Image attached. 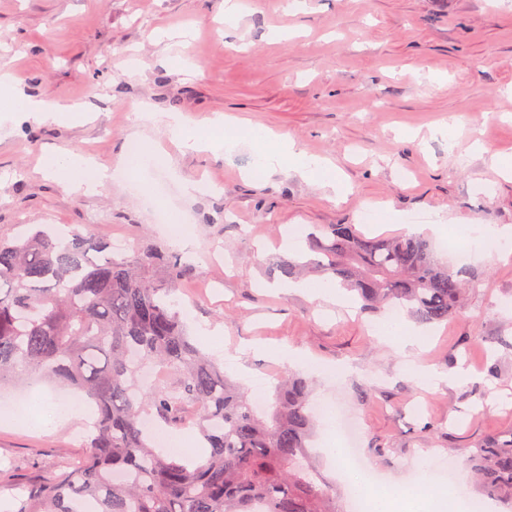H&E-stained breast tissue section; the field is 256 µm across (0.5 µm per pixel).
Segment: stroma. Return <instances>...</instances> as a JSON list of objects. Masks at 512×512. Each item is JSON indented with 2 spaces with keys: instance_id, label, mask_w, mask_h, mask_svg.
<instances>
[{
  "instance_id": "1",
  "label": "stroma",
  "mask_w": 512,
  "mask_h": 512,
  "mask_svg": "<svg viewBox=\"0 0 512 512\" xmlns=\"http://www.w3.org/2000/svg\"><path fill=\"white\" fill-rule=\"evenodd\" d=\"M223 0H0V67L47 102L81 105L86 117L59 124L16 116L0 134V236L24 224L87 225L161 254L158 271L186 258L176 297L189 328L215 337L198 346L247 390L273 392L305 371V359L347 376L313 378L312 405L355 420L369 469L380 481L420 478V459L467 472L473 443L512 431V261L500 252L464 256L432 236L438 257L481 279L448 321L419 325L422 361L440 373L464 364L473 377L427 386L375 333L350 293L330 303L281 288L282 245L291 230L353 224L372 236L412 234L410 216L448 228L512 226V178L493 161L512 155V0H244L235 24ZM144 66L131 68V57ZM178 112L185 133L223 115L260 123L330 160L345 186L335 194L295 174L255 177V146L231 155L185 152L179 134L148 130L164 150L138 190L112 180L73 193L46 159L74 152L111 167L128 153L140 104ZM456 117V145L435 130ZM185 181L201 183L186 196ZM372 223H364V211ZM192 230L196 246L172 249L157 219ZM290 351L300 360L274 358ZM433 424L435 434L424 433ZM92 429L80 413L45 428L0 415V494L57 472L83 455ZM336 436L317 424L309 442L342 512L349 486L326 451Z\"/></svg>"
}]
</instances>
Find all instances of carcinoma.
<instances>
[{"label": "carcinoma", "instance_id": "obj_1", "mask_svg": "<svg viewBox=\"0 0 512 512\" xmlns=\"http://www.w3.org/2000/svg\"><path fill=\"white\" fill-rule=\"evenodd\" d=\"M308 250L314 257L282 263L283 275L313 268L369 313L401 308L439 323L478 285L417 234L370 237L324 224ZM159 261L148 245L117 254L102 230L87 227L0 238V383L48 374L98 411L85 458L28 486L14 512H341L307 449L309 380L282 379L272 411L259 414L187 335L170 298L184 267L161 279ZM145 367L169 377L144 386ZM145 415L167 427L194 421L206 460L190 468L154 448ZM467 463L480 491L512 500V431L474 444Z\"/></svg>", "mask_w": 512, "mask_h": 512}]
</instances>
